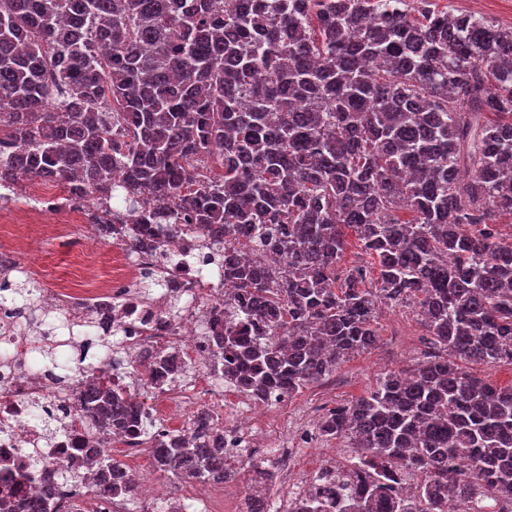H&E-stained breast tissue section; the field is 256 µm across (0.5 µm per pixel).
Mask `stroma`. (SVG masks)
Segmentation results:
<instances>
[{
	"label": "stroma",
	"mask_w": 512,
	"mask_h": 512,
	"mask_svg": "<svg viewBox=\"0 0 512 512\" xmlns=\"http://www.w3.org/2000/svg\"><path fill=\"white\" fill-rule=\"evenodd\" d=\"M61 278L74 282L78 275L69 266L62 245L45 239L35 279L41 288L49 289ZM377 327L379 337L371 351L351 357L330 380L308 386L286 398L272 412L245 423V431L271 442L278 441L290 429L311 420L314 411L329 410L365 394L382 373L412 369L423 360L425 330L411 310L383 311L377 319Z\"/></svg>",
	"instance_id": "obj_1"
}]
</instances>
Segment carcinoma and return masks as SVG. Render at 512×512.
<instances>
[{
    "label": "carcinoma",
    "instance_id": "cac0c4a2",
    "mask_svg": "<svg viewBox=\"0 0 512 512\" xmlns=\"http://www.w3.org/2000/svg\"><path fill=\"white\" fill-rule=\"evenodd\" d=\"M452 2L0 0V185L29 175L92 205L122 191L141 232L165 224L216 247L235 310L215 377L291 395L376 344L379 304L416 306L434 354L319 425L353 445L349 479L319 476L347 512H443L450 497L512 512V385L462 367L512 366V241L497 224L512 216V27ZM350 230L378 264L370 287L365 266L339 265ZM2 278L0 305L25 306L24 331L39 325L33 365L58 381L86 366L90 436L132 429L176 480L244 469L210 415L166 438L139 421L135 395L101 383L127 363L121 337L44 308L31 279ZM154 286L144 275V303ZM92 465L120 462L106 447ZM283 509L244 499L243 512Z\"/></svg>",
    "mask_w": 512,
    "mask_h": 512
}]
</instances>
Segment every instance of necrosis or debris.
I'll return each mask as SVG.
<instances>
[{
	"label": "necrosis or debris",
	"instance_id": "obj_1",
	"mask_svg": "<svg viewBox=\"0 0 512 512\" xmlns=\"http://www.w3.org/2000/svg\"><path fill=\"white\" fill-rule=\"evenodd\" d=\"M42 201L41 195H30L15 215L13 231H0V259L10 258L14 273L27 276L36 270L41 238L31 233L30 227L41 220ZM161 239V231L156 228L132 251L117 236L104 238V248L100 251L71 247V262L90 289L77 292L61 281L45 295V304L63 305L76 317L85 316L100 304L105 305V315L109 318L116 310H123L121 323L126 327L123 338L130 357L127 368L119 372L115 381L124 387L138 379L146 382L149 395L141 399L140 410L159 422L168 435L189 430V420L180 414L184 407L223 413L224 454L228 459L259 462L260 472L272 474V489L282 494L285 503L311 496L315 491L313 480L299 474L297 463L302 448L318 436V425L296 431L273 444L259 437L245 438L240 431L242 421L274 408L285 399L286 393L278 390L267 399L256 400L233 388L214 387L208 374L213 344L203 334L204 315L223 306L225 298L233 295V287L216 278L194 280L189 273L168 265L158 249ZM147 271L165 283L166 296L184 300L177 321L134 326V319L146 312L145 306L134 304L133 298L138 282ZM25 317L22 306L0 308V351L15 360L13 367L0 372V499L12 501L15 512H25L27 501L43 493L52 498L57 512H120L109 480L86 489L63 484L55 474L56 462L75 468L84 458L79 451L86 437L81 389L56 386L36 371L28 360V336L15 331ZM173 346L178 348L183 361L197 369L191 394H183L174 383L157 386V373L151 372L148 364L139 358L143 350ZM37 398L54 407L66 408L65 437L43 439L40 427L30 419L29 403Z\"/></svg>",
	"mask_w": 512,
	"mask_h": 512
}]
</instances>
